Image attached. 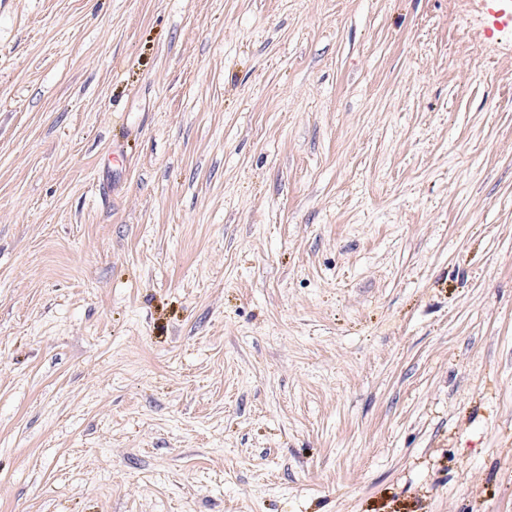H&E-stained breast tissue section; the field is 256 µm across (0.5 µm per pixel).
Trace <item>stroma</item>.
Wrapping results in <instances>:
<instances>
[{
	"mask_svg": "<svg viewBox=\"0 0 512 512\" xmlns=\"http://www.w3.org/2000/svg\"><path fill=\"white\" fill-rule=\"evenodd\" d=\"M0 512H512V0H0Z\"/></svg>",
	"mask_w": 512,
	"mask_h": 512,
	"instance_id": "1",
	"label": "stroma"
}]
</instances>
